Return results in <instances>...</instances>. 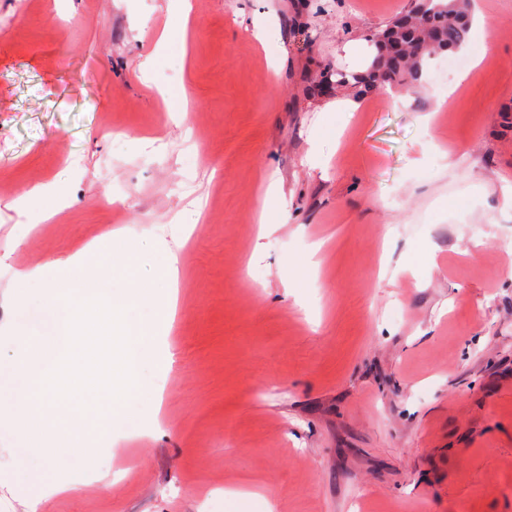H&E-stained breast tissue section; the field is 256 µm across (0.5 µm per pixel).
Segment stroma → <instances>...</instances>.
Instances as JSON below:
<instances>
[{
	"label": "stroma",
	"mask_w": 512,
	"mask_h": 512,
	"mask_svg": "<svg viewBox=\"0 0 512 512\" xmlns=\"http://www.w3.org/2000/svg\"><path fill=\"white\" fill-rule=\"evenodd\" d=\"M477 3L481 65L358 98L320 71L370 64L408 0H191L162 48L170 0H0V297L115 226L181 279L160 428L133 414L76 469L0 445V512L33 469L99 490L44 512H512V0ZM63 171L24 232L11 202ZM65 181L61 179L55 183L32 186L14 199L12 205L17 210L35 214L37 222L48 220L63 209ZM37 204L42 205L38 213L35 212Z\"/></svg>",
	"instance_id": "obj_1"
}]
</instances>
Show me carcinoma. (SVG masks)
<instances>
[{
	"instance_id": "cac0c4a2",
	"label": "carcinoma",
	"mask_w": 512,
	"mask_h": 512,
	"mask_svg": "<svg viewBox=\"0 0 512 512\" xmlns=\"http://www.w3.org/2000/svg\"><path fill=\"white\" fill-rule=\"evenodd\" d=\"M469 0H411L409 9L394 17L368 40L378 56L366 74H334L340 87L356 85L364 92L380 93L403 85L420 86L424 64L442 52L458 50L468 41L471 28Z\"/></svg>"
}]
</instances>
